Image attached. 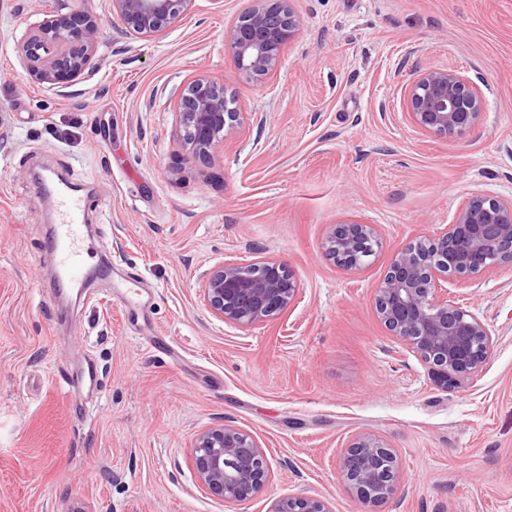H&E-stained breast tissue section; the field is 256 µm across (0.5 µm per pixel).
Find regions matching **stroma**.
<instances>
[{
	"label": "stroma",
	"instance_id": "obj_1",
	"mask_svg": "<svg viewBox=\"0 0 512 512\" xmlns=\"http://www.w3.org/2000/svg\"><path fill=\"white\" fill-rule=\"evenodd\" d=\"M94 69L64 94L30 76L15 37L53 0H0V512H269L316 495L332 512H512V266L452 289L494 348L459 386L391 336L372 296L391 254L451 224L472 193L512 197V0H295L303 29L276 73L234 77L224 28L248 0H194L155 38L130 36L110 0ZM456 69L482 89L481 124L454 138L406 119L413 72ZM223 79L247 116L206 164L174 143L185 81ZM93 187L91 234L111 279L64 306L40 269L54 213L32 170ZM376 225L360 269L326 259L333 224ZM301 282L299 303L243 332L199 288L256 252ZM142 294L111 295L123 275ZM87 356L100 386L64 387ZM230 425L264 448L269 489L243 505L202 491L187 465L200 429ZM382 437L401 485L366 510L338 461Z\"/></svg>",
	"mask_w": 512,
	"mask_h": 512
}]
</instances>
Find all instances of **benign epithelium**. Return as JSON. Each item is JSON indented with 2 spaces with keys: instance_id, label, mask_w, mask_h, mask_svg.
<instances>
[{
  "instance_id": "7a95c632",
  "label": "benign epithelium",
  "mask_w": 512,
  "mask_h": 512,
  "mask_svg": "<svg viewBox=\"0 0 512 512\" xmlns=\"http://www.w3.org/2000/svg\"><path fill=\"white\" fill-rule=\"evenodd\" d=\"M74 0H57L55 15L29 25L18 41L26 68L36 79L55 84L58 77L78 78L88 71L100 45V23L88 10H73ZM131 33L155 37L177 23L193 0H111ZM293 0H249V6L226 27L224 49L237 78L259 83L277 70L286 47L299 35L302 21ZM69 11L82 22H62ZM409 123L425 135L453 137L482 120L480 89L457 70L416 71L405 87ZM175 134L187 159L205 163L224 150L241 125L238 98L224 81L200 76L181 89L175 106ZM381 246L372 224H332L325 254L337 266H363ZM512 265V197L477 192L446 230L393 252L375 288L378 319L396 339L406 342L433 373L461 385L482 368L494 347L492 330L471 310L448 298L445 283H465L486 270ZM303 287L281 261L259 256L242 264L226 262L210 271L200 288L205 308L242 331H250L296 303ZM188 465L199 486L230 503L244 504L268 484L265 450L247 433L229 425L197 432ZM346 489L367 503L392 497L398 485V462L380 437L361 433L339 462ZM270 512H332L309 495L275 500Z\"/></svg>"
}]
</instances>
